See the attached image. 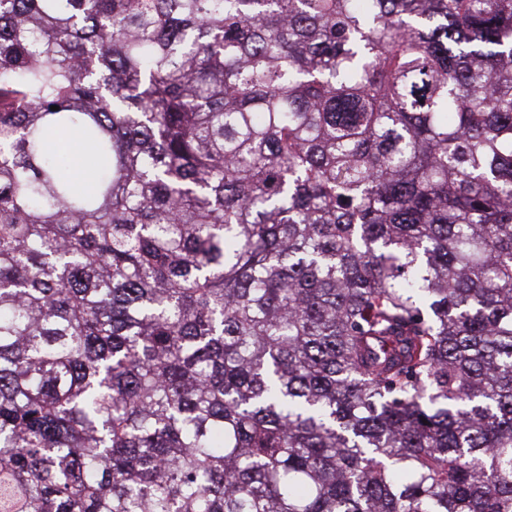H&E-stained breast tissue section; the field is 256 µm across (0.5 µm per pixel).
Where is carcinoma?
I'll use <instances>...</instances> for the list:
<instances>
[{
	"label": "carcinoma",
	"mask_w": 512,
	"mask_h": 512,
	"mask_svg": "<svg viewBox=\"0 0 512 512\" xmlns=\"http://www.w3.org/2000/svg\"><path fill=\"white\" fill-rule=\"evenodd\" d=\"M0 512H512V0H0ZM69 156L73 161V173L79 182L88 179V173L85 166V150L84 145L76 132L68 135Z\"/></svg>",
	"instance_id": "cac0c4a2"
}]
</instances>
